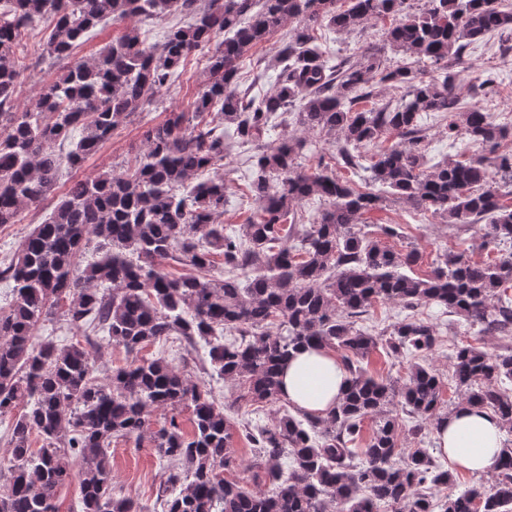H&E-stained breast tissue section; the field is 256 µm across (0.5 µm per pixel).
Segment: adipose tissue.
I'll return each mask as SVG.
<instances>
[{"label": "adipose tissue", "mask_w": 512, "mask_h": 512, "mask_svg": "<svg viewBox=\"0 0 512 512\" xmlns=\"http://www.w3.org/2000/svg\"><path fill=\"white\" fill-rule=\"evenodd\" d=\"M347 381L348 373L332 351L304 349L285 367L282 389L295 407L322 415L342 397ZM436 444L452 467L492 473L499 465L501 424L488 411L465 407L440 422Z\"/></svg>", "instance_id": "obj_1"}]
</instances>
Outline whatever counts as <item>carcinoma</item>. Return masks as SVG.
<instances>
[{"label":"carcinoma","instance_id":"carcinoma-1","mask_svg":"<svg viewBox=\"0 0 512 512\" xmlns=\"http://www.w3.org/2000/svg\"><path fill=\"white\" fill-rule=\"evenodd\" d=\"M387 29L406 62L387 65L385 48L366 45L333 59L318 31L364 29L399 12ZM179 14L163 40L150 44L136 26L98 56L74 61L45 85L34 106L18 105L22 33L48 20L52 29L36 60L69 58L103 20H163ZM288 28L272 67L274 90L240 89L246 53ZM496 37L512 51L509 0H4L0 8V226L55 193L63 167L77 169L132 114L158 102L191 55L206 58V76L190 112H170L143 133L145 148L119 174L74 181L43 223L0 260V282L12 300L0 306V417H12L11 458L0 512H59L58 489L77 481L80 512H512V441L502 443L490 487L472 485L436 503L428 489L453 482L428 448L402 452L408 432L425 438L448 417L443 380L412 365L401 386L369 375L362 362L378 348L420 358L438 343L433 324L409 317L385 339L358 327L378 303L406 310L436 305L512 339V252L477 263L444 252L417 275L421 256L386 247L359 229L385 197L340 178L318 145L344 169L362 166L360 149L378 147L367 170L385 192L438 215L461 231L478 227L482 243H512V127L478 108L461 107L460 61L474 43ZM429 63L424 80L413 65ZM401 91L396 103L372 102L375 88ZM467 137L483 155L427 165L422 121ZM290 122L301 134L276 142L265 135ZM236 139L249 145L257 203L245 223L225 231L224 166ZM391 138L397 143L384 142ZM69 143L66 153L55 150ZM215 175L207 179L203 174ZM316 196L322 208L303 220L298 207ZM101 255L86 266L88 241ZM194 273L175 275L173 266ZM60 315L73 328L107 337L134 353L175 339L209 346L212 371L240 388L239 398L283 402L279 373L302 346L341 351L349 373L343 398L324 416L285 411L268 425H244L254 448L252 491L224 477L241 463L232 449L233 417L163 358L134 360L97 380L90 337L59 345L37 336L40 322ZM451 368L464 404L496 414L512 435V347L490 354L456 346ZM192 407L193 430L175 417L151 427L153 410ZM372 433L364 436L365 420ZM149 434L166 478L151 508L112 487V439ZM42 438L35 450L31 437Z\"/></svg>","mask_w":512,"mask_h":512}]
</instances>
